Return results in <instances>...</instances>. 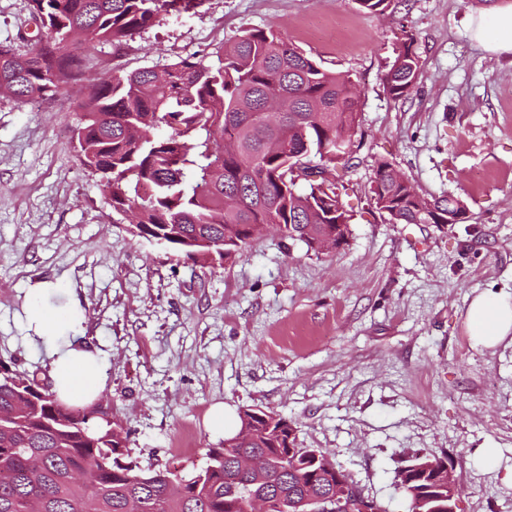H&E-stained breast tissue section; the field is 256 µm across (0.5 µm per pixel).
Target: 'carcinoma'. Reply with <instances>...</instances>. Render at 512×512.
Listing matches in <instances>:
<instances>
[{
	"label": "carcinoma",
	"instance_id": "obj_1",
	"mask_svg": "<svg viewBox=\"0 0 512 512\" xmlns=\"http://www.w3.org/2000/svg\"><path fill=\"white\" fill-rule=\"evenodd\" d=\"M203 0H28L40 31L24 49L0 46V96L48 99L77 83L85 48L121 47L161 13ZM419 57L405 36L384 74L387 93L416 86ZM114 72L77 100V157L106 173V200L125 231L177 256L211 251L220 263L245 255L270 225L281 239L321 253L322 241L347 243L351 214L336 186V164L352 160L358 127L351 80L322 68L286 35L252 29L206 60ZM389 162L373 170L375 207L391 224H428L408 177ZM443 213L462 201L435 198ZM38 382L0 365V512H315L336 495V464L323 451H293L292 422L246 408L236 445L210 448L206 466L184 473L141 465L119 425L40 395ZM444 459L413 456L396 474L409 512H446Z\"/></svg>",
	"mask_w": 512,
	"mask_h": 512
}]
</instances>
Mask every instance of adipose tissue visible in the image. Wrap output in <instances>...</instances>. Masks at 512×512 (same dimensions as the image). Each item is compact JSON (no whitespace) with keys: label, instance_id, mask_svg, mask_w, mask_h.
I'll list each match as a JSON object with an SVG mask.
<instances>
[{"label":"adipose tissue","instance_id":"1","mask_svg":"<svg viewBox=\"0 0 512 512\" xmlns=\"http://www.w3.org/2000/svg\"><path fill=\"white\" fill-rule=\"evenodd\" d=\"M473 36L490 52L512 53V5L480 13ZM31 294L26 320L51 359L53 392L67 403H92L101 391L104 360L100 351L74 334L83 310L75 304L50 309L40 301L42 289H32ZM464 326L473 347L498 346L512 336V294L489 290L476 294L465 312Z\"/></svg>","mask_w":512,"mask_h":512}]
</instances>
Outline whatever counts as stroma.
<instances>
[{"mask_svg":"<svg viewBox=\"0 0 512 512\" xmlns=\"http://www.w3.org/2000/svg\"><path fill=\"white\" fill-rule=\"evenodd\" d=\"M482 0H205L161 15L133 41L99 46L87 77L208 55L250 29L288 36L361 94L362 145L339 174L354 214L348 246L306 252L275 233L220 264L177 257L113 223L72 148L80 85L31 102L0 98V362L49 382L30 341L29 291L79 303V334L104 357L93 407L121 425L142 465L201 468L224 439L221 403L295 422L386 512H407L403 458L446 459L456 512H512V342L473 349L463 325L483 290L512 293V54L472 37ZM33 34L27 0H0V44ZM415 37V89L383 76ZM390 162L427 198L454 197L467 223L391 224L369 192ZM498 451L484 464L480 451Z\"/></svg>","mask_w":512,"mask_h":512,"instance_id":"35a3bbf8","label":"stroma"}]
</instances>
